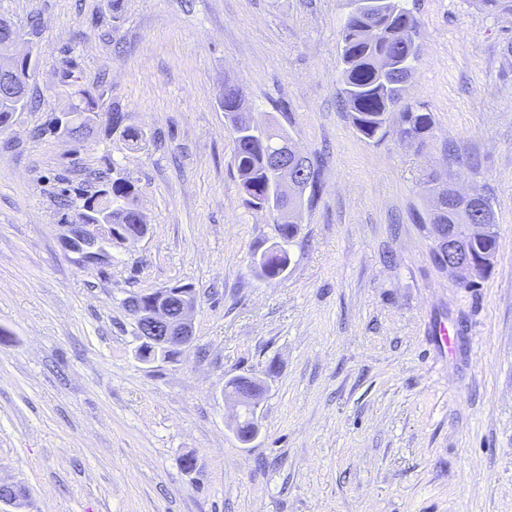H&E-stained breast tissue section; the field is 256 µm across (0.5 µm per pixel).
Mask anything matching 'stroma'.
I'll return each mask as SVG.
<instances>
[{
	"label": "stroma",
	"instance_id": "35a3bbf8",
	"mask_svg": "<svg viewBox=\"0 0 512 512\" xmlns=\"http://www.w3.org/2000/svg\"><path fill=\"white\" fill-rule=\"evenodd\" d=\"M347 3L0 0L39 60L35 107L0 131V483L25 493L0 512H512V15L404 0L406 98L433 135L375 143L341 102ZM228 79L324 161L276 280L252 270L278 233L245 202ZM80 89L100 114L75 142L55 120ZM446 173L498 224L471 287L433 253L426 182ZM116 177L149 232L84 265L64 224ZM174 284L196 290L194 344L140 361L122 301ZM238 376L265 387L247 443Z\"/></svg>",
	"mask_w": 512,
	"mask_h": 512
}]
</instances>
